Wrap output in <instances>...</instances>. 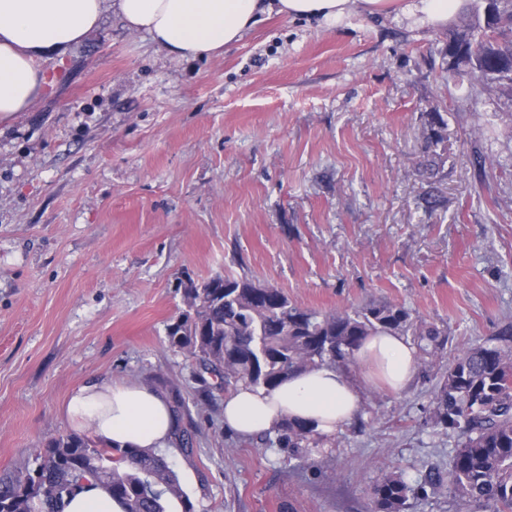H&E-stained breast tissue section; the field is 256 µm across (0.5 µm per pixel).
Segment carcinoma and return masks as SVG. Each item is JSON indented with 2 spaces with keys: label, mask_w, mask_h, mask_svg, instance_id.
Masks as SVG:
<instances>
[{
  "label": "carcinoma",
  "mask_w": 512,
  "mask_h": 512,
  "mask_svg": "<svg viewBox=\"0 0 512 512\" xmlns=\"http://www.w3.org/2000/svg\"><path fill=\"white\" fill-rule=\"evenodd\" d=\"M448 41L478 45L452 66L456 86L493 84L512 100V0H496L492 20L452 28ZM188 311L168 327L172 347L198 357L229 393L240 386L270 392L295 372L347 369L362 340L378 333L407 337L436 380L426 422L454 446L448 472L414 483L383 470L372 487L371 512H409L411 501L448 491L457 505L512 512V324L443 363L448 333L404 305L372 300L351 311L319 313L296 306L280 288L246 276H216L184 289ZM323 437L314 426L286 422L264 436L305 463ZM36 466L0 478V512H64L89 480L103 483L123 512H195L167 457L156 448L108 446L69 433L37 450Z\"/></svg>",
  "instance_id": "1"
}]
</instances>
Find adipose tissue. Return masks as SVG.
Masks as SVG:
<instances>
[{
    "mask_svg": "<svg viewBox=\"0 0 512 512\" xmlns=\"http://www.w3.org/2000/svg\"><path fill=\"white\" fill-rule=\"evenodd\" d=\"M398 8L408 19L447 27L460 0H0V120L30 109L48 83L47 55L81 42L105 9L130 32L145 33L176 59L223 54L266 12L317 20L332 28L351 13L370 16ZM367 381L400 391L414 376L415 349L403 337L379 333L355 353ZM361 389L343 369L295 374L273 391L240 387L224 400V424L250 437L285 420L314 423L330 435L358 415ZM65 414L75 430L125 448H163L174 418L165 398L137 383L94 381L75 388Z\"/></svg>",
    "mask_w": 512,
    "mask_h": 512,
    "instance_id": "ef3b65f1",
    "label": "adipose tissue"
}]
</instances>
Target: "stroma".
Wrapping results in <instances>:
<instances>
[{
    "label": "stroma",
    "instance_id": "obj_1",
    "mask_svg": "<svg viewBox=\"0 0 512 512\" xmlns=\"http://www.w3.org/2000/svg\"><path fill=\"white\" fill-rule=\"evenodd\" d=\"M447 29L264 16L178 60L105 10L28 111L0 122V477L70 433L69 393L137 382L182 402L166 455L196 512H368L381 468L447 470L433 383L365 380L310 463L224 426V391L166 328L221 275L324 313L387 299L448 332L512 323V106L458 91ZM488 159V167L477 164Z\"/></svg>",
    "mask_w": 512,
    "mask_h": 512
}]
</instances>
